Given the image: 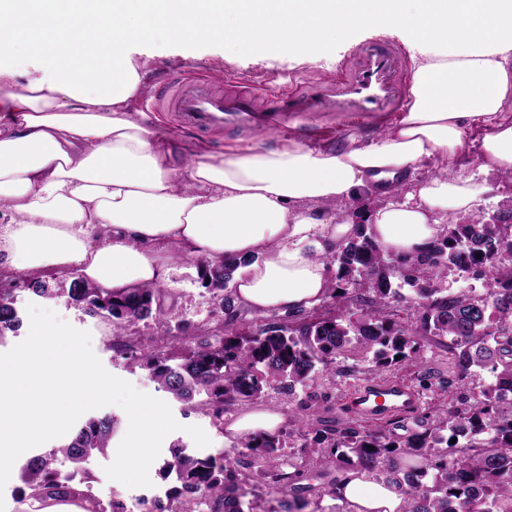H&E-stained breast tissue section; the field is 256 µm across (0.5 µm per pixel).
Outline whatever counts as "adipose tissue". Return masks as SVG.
Here are the masks:
<instances>
[{"instance_id":"obj_1","label":"adipose tissue","mask_w":512,"mask_h":512,"mask_svg":"<svg viewBox=\"0 0 512 512\" xmlns=\"http://www.w3.org/2000/svg\"><path fill=\"white\" fill-rule=\"evenodd\" d=\"M228 22L247 48L309 60L330 35L404 33L417 54L412 103L377 140L344 150L174 157L134 108L144 78L128 48L166 34L190 52ZM26 47L42 71L24 85L0 62V265L16 270L74 267L122 292L169 288L179 255L247 257L236 304L309 309L333 285L327 256L358 232L400 258L426 253L491 177L512 174V123L498 118L512 102V0H0V51ZM447 159L457 169L424 174ZM365 190L383 203L362 226L344 211ZM283 422L254 405L225 418L224 442ZM336 501L344 512L405 508L397 485L365 470L339 476Z\"/></svg>"}]
</instances>
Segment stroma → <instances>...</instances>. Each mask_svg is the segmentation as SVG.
Instances as JSON below:
<instances>
[{
    "mask_svg": "<svg viewBox=\"0 0 512 512\" xmlns=\"http://www.w3.org/2000/svg\"><path fill=\"white\" fill-rule=\"evenodd\" d=\"M371 38L407 46L406 36L382 31L374 28L359 30L353 37L345 40L329 41L327 46L318 53L315 60L308 61L298 55L283 50L277 53L259 54L242 47L235 36L232 27H225L223 38L205 41L199 44L194 54H186L181 45L169 38H161L146 46L133 47L134 57L143 66L145 72V90L141 99L136 102L138 111H145L146 100L155 91V81L163 72L181 67L194 70L202 75L216 79L232 75L242 80L264 81L275 84L288 82L294 76L306 74L312 77H327L333 74L335 66L356 44ZM158 128L166 134H174L172 146L174 153L205 146L215 154H224L245 150L246 146H258L275 149L287 145L284 136L260 133L251 139L250 143H223L208 138L174 130L167 117H160ZM78 271L74 268L58 269L39 273L38 278L51 290V297L36 296L32 291L20 289L15 293V308L20 320L16 332L8 334L0 340V353L10 350L21 342L29 332L28 304L54 311L62 320L73 327L89 331L91 347L100 359L104 368L112 375L130 382L137 390L161 397L149 371L140 367L127 365L126 361L115 355L109 344L113 337V328L107 321L86 316L67 296V288ZM170 279L175 288L172 292L173 303L170 311L175 320L184 322L188 332L193 336H214L220 334L223 328L224 314L211 300L209 294L201 287L195 263H176L170 273ZM357 382L352 378L337 377L335 382L318 381L315 391L317 398L304 403L302 408L291 409L286 396L278 391H269L264 402L267 405L284 411V430L297 428L299 423L318 424L324 420L347 418L352 414L351 400ZM169 406L175 419L181 423V430L169 434L162 443L161 457H168L172 445H180L188 452H196L197 447L192 438L186 433L189 425H197L204 429L211 443L209 452H216L224 446V432L213 424L211 418L201 410L186 411L177 401H170ZM112 461L111 456H98L85 466L88 474L87 483L81 489L100 503H108L117 499L126 507H133L140 499L142 488H129L117 481L109 480L104 468Z\"/></svg>",
    "mask_w": 512,
    "mask_h": 512,
    "instance_id": "stroma-1",
    "label": "stroma"
}]
</instances>
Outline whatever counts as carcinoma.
I'll return each instance as SVG.
<instances>
[{"label": "carcinoma", "mask_w": 512, "mask_h": 512, "mask_svg": "<svg viewBox=\"0 0 512 512\" xmlns=\"http://www.w3.org/2000/svg\"><path fill=\"white\" fill-rule=\"evenodd\" d=\"M500 217L499 224H482L470 214L460 216L444 225L426 254L400 259L395 268L391 253L360 232L327 257L335 267L328 297L345 310L336 317L312 308L245 324L230 284L249 261L201 262L200 284L224 313V335L187 336L179 323L165 356L129 335L137 322L170 314L161 290L104 294L78 277L67 294L86 315L112 324L116 354L149 369L175 400L200 398L216 424L231 407L262 399L272 387L291 399L318 379L351 375L355 369L345 360L354 344L372 373L415 367L427 390L432 382L423 367L422 340L432 337L448 351L454 369L452 379L440 381L448 407L439 415L425 413L409 425L398 414L375 429L329 420L288 436L306 449L307 465L364 468L398 485L405 512H512V210ZM451 272H477L484 286L448 288ZM18 327L14 289L0 288V339ZM473 377L480 383L468 391L453 388V380ZM398 427L404 433H396ZM116 429L109 415L92 418L69 443L29 459L21 497L44 501L76 493L57 462L81 464L107 454ZM282 442L281 434L248 439L233 457L191 455L172 446L160 472L175 485L166 499L144 504L145 512H245V486L252 481L278 494L298 489L305 470H284ZM402 457L417 464L400 469L396 461Z\"/></svg>", "instance_id": "1"}]
</instances>
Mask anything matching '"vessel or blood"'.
Wrapping results in <instances>:
<instances>
[{
  "label": "vessel or blood",
  "mask_w": 512,
  "mask_h": 512,
  "mask_svg": "<svg viewBox=\"0 0 512 512\" xmlns=\"http://www.w3.org/2000/svg\"><path fill=\"white\" fill-rule=\"evenodd\" d=\"M410 82V63L402 47L366 42L338 63L334 77L302 79L284 90L262 92L231 78L211 82L169 74L150 107L174 113L180 127L196 132L283 131L312 141L320 131L313 120L317 114L357 124L400 117L410 105ZM418 402V395L404 383L370 382L356 390L352 409L377 419L411 411Z\"/></svg>",
  "instance_id": "1"
}]
</instances>
